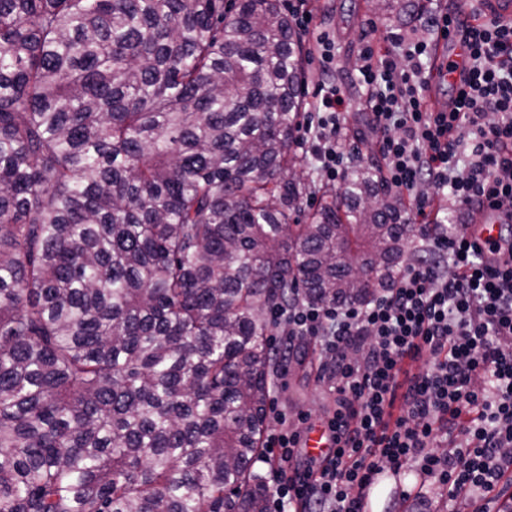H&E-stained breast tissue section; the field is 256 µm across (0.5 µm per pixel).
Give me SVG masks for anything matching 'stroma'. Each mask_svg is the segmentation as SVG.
Segmentation results:
<instances>
[{
	"mask_svg": "<svg viewBox=\"0 0 512 512\" xmlns=\"http://www.w3.org/2000/svg\"><path fill=\"white\" fill-rule=\"evenodd\" d=\"M420 14L410 22H398L375 13L369 0H312L313 21L303 43L308 48L306 57L305 99L314 103L319 84H333L345 100L340 114V142L351 165L383 171L385 160L379 135L373 129L372 117L366 107V92L356 73L357 53L364 43L375 48L388 46L393 34L401 33L412 39H426L431 35L429 18L437 12H450L463 0H415ZM326 33L335 45V60L331 67H323L311 48L317 33ZM297 357L306 361L305 367L288 363L286 370L273 374L279 406L289 421L307 414L317 419L333 407L335 395L322 378L320 346L309 339L307 346L296 347Z\"/></svg>",
	"mask_w": 512,
	"mask_h": 512,
	"instance_id": "obj_1",
	"label": "stroma"
}]
</instances>
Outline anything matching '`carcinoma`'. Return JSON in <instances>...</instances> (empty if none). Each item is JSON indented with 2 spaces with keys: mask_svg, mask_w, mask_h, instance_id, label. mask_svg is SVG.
<instances>
[{
  "mask_svg": "<svg viewBox=\"0 0 512 512\" xmlns=\"http://www.w3.org/2000/svg\"><path fill=\"white\" fill-rule=\"evenodd\" d=\"M305 81L280 0H0V512H266V312L416 232L296 175Z\"/></svg>",
  "mask_w": 512,
  "mask_h": 512,
  "instance_id": "carcinoma-1",
  "label": "carcinoma"
}]
</instances>
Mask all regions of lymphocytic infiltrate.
Returning a JSON list of instances; mask_svg holds the SVG:
<instances>
[{
    "mask_svg": "<svg viewBox=\"0 0 512 512\" xmlns=\"http://www.w3.org/2000/svg\"><path fill=\"white\" fill-rule=\"evenodd\" d=\"M430 40L411 42L409 67L391 52L364 45L357 78L382 135L384 179L396 191L430 183L458 208L479 203L508 231L478 245L462 228H418L422 241L392 288L354 308L302 301L270 309L284 341L318 339L323 370L336 390L321 425L334 444L322 460L297 463L306 417L268 439L272 490L267 512H364L365 490L384 468L415 463L421 482L436 484L450 512H492L512 498V22L456 12L434 15ZM459 33L468 65L448 108L432 110L424 60L432 43ZM303 133L323 180H342L340 108L335 86L319 85ZM451 264L444 274L443 264ZM428 357L413 373L408 363ZM454 435L445 452L440 438Z\"/></svg>",
    "mask_w": 512,
    "mask_h": 512,
    "instance_id": "1",
    "label": "lymphocytic infiltrate"
}]
</instances>
